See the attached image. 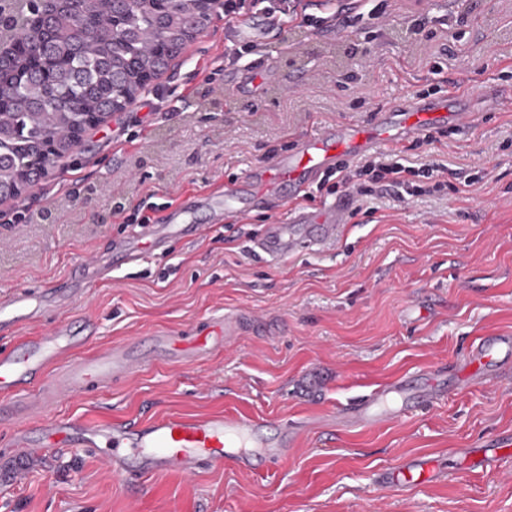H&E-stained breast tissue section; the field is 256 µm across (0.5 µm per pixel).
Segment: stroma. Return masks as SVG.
Here are the masks:
<instances>
[{"label": "stroma", "instance_id": "35a3bbf8", "mask_svg": "<svg viewBox=\"0 0 512 512\" xmlns=\"http://www.w3.org/2000/svg\"><path fill=\"white\" fill-rule=\"evenodd\" d=\"M335 4L331 14L321 0H301L317 24L292 17L257 54L269 72L238 87L223 55L238 38L213 18L190 60L146 90L149 106L136 100L111 113L50 177L0 206V297L54 287L133 226L301 135L452 84L479 101L501 93L498 109L478 113L464 133L397 148L404 165H447V188L405 202L390 190L336 240L275 264L251 246L271 219L287 221L284 209L225 219L113 268L69 312L91 334L83 355L156 328L188 335L224 313L254 321L208 360L175 368L155 357L98 392L51 403L49 416L326 414L408 373L442 365L455 375L478 338L512 334V0ZM374 11L385 22L379 38ZM8 435L0 426V512H512V469L460 471L451 454L512 438V369L365 430L318 427L259 474L225 464L131 484L96 453L50 448L15 478ZM427 455L445 478L378 486L391 464Z\"/></svg>", "mask_w": 512, "mask_h": 512}]
</instances>
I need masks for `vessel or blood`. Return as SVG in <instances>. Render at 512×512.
<instances>
[{
    "mask_svg": "<svg viewBox=\"0 0 512 512\" xmlns=\"http://www.w3.org/2000/svg\"><path fill=\"white\" fill-rule=\"evenodd\" d=\"M281 20L266 16L263 25L240 22L236 31L241 40H264L270 30L280 28ZM473 94L455 89L440 98H399L392 106L377 110L370 122L347 123L336 129H323L314 135L294 140L291 148L273 152L253 165L241 178L229 185L198 193L197 198L212 209L215 223L225 215L248 216L253 202L271 206L289 205L287 221L269 224L252 243V250L267 262L276 263L297 251L323 246L336 237L342 224L351 217L353 199L340 195L330 205H301L300 198L311 178L319 172L343 169L351 159L399 146L419 138L430 129L444 130L463 126L475 108ZM204 227L192 223L185 203L169 206L157 221L137 225L112 248L111 262L90 258L78 263L74 274L61 280L57 288L36 291L19 288L0 300V333L22 334V341L0 350V394L11 396L26 391L34 398L27 406L0 405V422L18 418L22 409L41 411L44 404L64 396L83 394L108 385L134 367L144 364L147 351H155L179 362L190 357L202 359L222 350L224 342L235 335L239 314L207 321L193 336L182 337L158 331L145 339L121 348H104L93 356L70 360V352L84 344L68 320L60 318L43 336L26 335L25 330L51 311L68 310L82 293L85 283L107 276L111 264L139 262L144 253L186 236L203 233ZM512 352V337H498L495 344L479 342L472 347L466 368L449 386L446 375L430 369L422 374L418 391L408 392L404 381L397 380L361 397L355 403L337 408L333 422L344 430L364 429L392 421L431 407L450 395L452 389L477 386L500 367L503 354ZM266 418L216 412L205 415L167 414L151 420L113 419L94 423H76L43 417L37 433L28 428L14 429L11 444L19 457H35L48 448H80L96 451L107 447L104 460L110 470L123 478L144 477L157 472L190 476L204 466L233 463L239 470L253 471L254 457H263L266 467H274L298 447L312 427L308 420H281L279 436L257 442ZM457 463L468 471H487L512 463V445L500 441L490 448H460ZM440 476L432 458H413L387 468L380 483L394 490L435 482Z\"/></svg>",
    "mask_w": 512,
    "mask_h": 512,
    "instance_id": "b4317fda",
    "label": "vessel or blood"
}]
</instances>
